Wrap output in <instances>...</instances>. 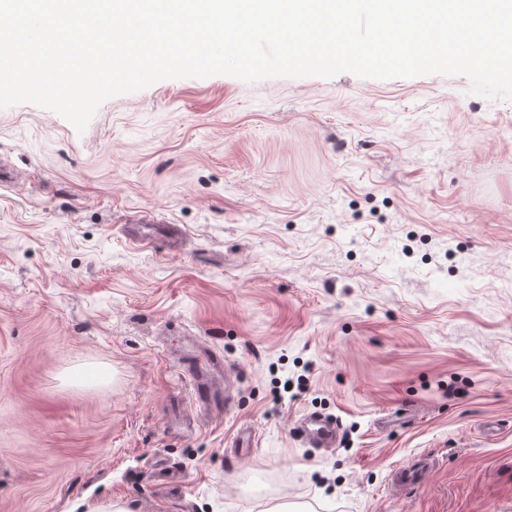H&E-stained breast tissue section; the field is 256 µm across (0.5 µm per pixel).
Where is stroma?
I'll use <instances>...</instances> for the list:
<instances>
[{
    "label": "stroma",
    "mask_w": 512,
    "mask_h": 512,
    "mask_svg": "<svg viewBox=\"0 0 512 512\" xmlns=\"http://www.w3.org/2000/svg\"><path fill=\"white\" fill-rule=\"evenodd\" d=\"M0 158V512H512V101L460 75L169 79L81 134L0 109ZM194 343L228 415L191 395ZM307 412L337 448L306 447ZM297 431L310 448H335L340 437V428L335 418L312 412L298 423ZM432 469L433 466L428 457L418 456L409 464L396 471L397 483L400 487L406 489L416 488Z\"/></svg>",
    "instance_id": "obj_1"
}]
</instances>
